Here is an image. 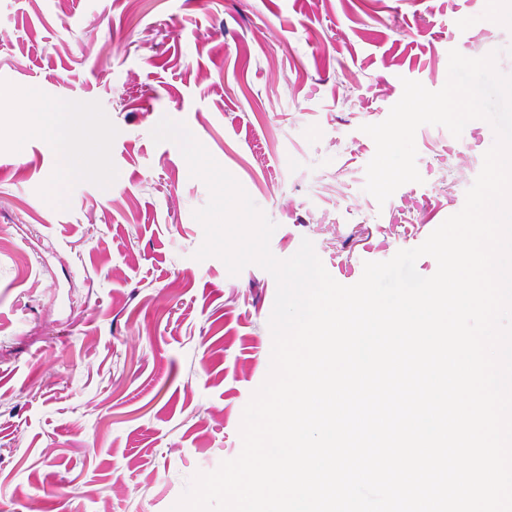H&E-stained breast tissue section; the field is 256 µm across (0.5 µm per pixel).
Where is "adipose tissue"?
<instances>
[{"instance_id": "1", "label": "adipose tissue", "mask_w": 512, "mask_h": 512, "mask_svg": "<svg viewBox=\"0 0 512 512\" xmlns=\"http://www.w3.org/2000/svg\"><path fill=\"white\" fill-rule=\"evenodd\" d=\"M67 111V106L60 103L28 102L21 108L29 134L46 142L60 159V173L50 176L46 181V192L55 201L64 196V170L69 167L77 149L76 142L63 131V116Z\"/></svg>"}]
</instances>
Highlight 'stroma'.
I'll use <instances>...</instances> for the list:
<instances>
[{
  "label": "stroma",
  "mask_w": 512,
  "mask_h": 512,
  "mask_svg": "<svg viewBox=\"0 0 512 512\" xmlns=\"http://www.w3.org/2000/svg\"><path fill=\"white\" fill-rule=\"evenodd\" d=\"M508 46L506 0H0V512H169L241 452L276 283L195 260L209 192L152 140L162 117L275 223L277 258L310 240L352 285L459 212L495 142L419 127L422 180L381 204L362 125L403 79L441 89L450 50L512 75ZM27 98L73 108L63 201Z\"/></svg>",
  "instance_id": "stroma-1"
}]
</instances>
